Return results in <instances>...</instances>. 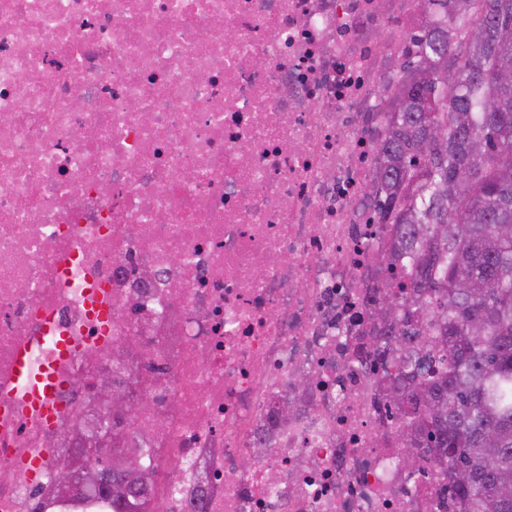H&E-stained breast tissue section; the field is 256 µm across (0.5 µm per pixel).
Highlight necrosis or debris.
I'll use <instances>...</instances> for the list:
<instances>
[{
    "label": "necrosis or debris",
    "instance_id": "4bbe7bcc",
    "mask_svg": "<svg viewBox=\"0 0 512 512\" xmlns=\"http://www.w3.org/2000/svg\"><path fill=\"white\" fill-rule=\"evenodd\" d=\"M445 12L0 0V401L16 353L48 359L45 321L84 346L56 428L0 410V512L52 501L15 462L80 422L79 367L110 375L133 326L158 348L128 359L150 379L133 424L149 512H457L432 455L399 465L373 322L404 276L374 260L379 150L401 65Z\"/></svg>",
    "mask_w": 512,
    "mask_h": 512
}]
</instances>
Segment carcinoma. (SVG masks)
Here are the masks:
<instances>
[{
    "instance_id": "obj_1",
    "label": "carcinoma",
    "mask_w": 512,
    "mask_h": 512,
    "mask_svg": "<svg viewBox=\"0 0 512 512\" xmlns=\"http://www.w3.org/2000/svg\"><path fill=\"white\" fill-rule=\"evenodd\" d=\"M501 70L512 71V0H456L402 64L376 174L393 248L379 263L411 259L380 314L386 406L401 455L433 452L459 512H512V83H498ZM431 96L438 111H421ZM433 124L447 130L440 147L425 145ZM108 423L121 425L98 408L90 447L67 453L75 474L60 492L78 501L94 467L112 512H143L142 483L124 484L96 451Z\"/></svg>"
}]
</instances>
